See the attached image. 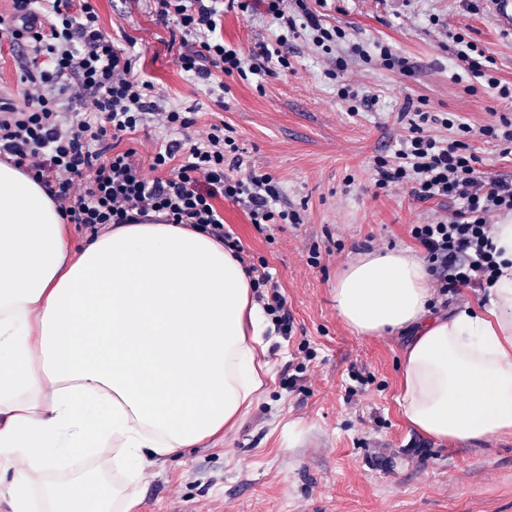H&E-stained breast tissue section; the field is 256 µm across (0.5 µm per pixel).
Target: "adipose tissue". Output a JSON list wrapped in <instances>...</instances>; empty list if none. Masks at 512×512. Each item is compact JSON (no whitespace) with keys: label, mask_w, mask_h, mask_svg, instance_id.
Listing matches in <instances>:
<instances>
[{"label":"adipose tissue","mask_w":512,"mask_h":512,"mask_svg":"<svg viewBox=\"0 0 512 512\" xmlns=\"http://www.w3.org/2000/svg\"><path fill=\"white\" fill-rule=\"evenodd\" d=\"M488 305L445 315L418 252H368L333 290L360 336L412 332L398 403L414 430L512 434V215L493 224ZM55 201L0 162V503L7 512H132L145 468L232 429L270 378L252 277L208 234L121 224L71 259ZM112 446L115 479L70 470Z\"/></svg>","instance_id":"ef3b65f1"}]
</instances>
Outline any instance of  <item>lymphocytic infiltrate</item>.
<instances>
[{"label": "lymphocytic infiltrate", "instance_id": "obj_1", "mask_svg": "<svg viewBox=\"0 0 512 512\" xmlns=\"http://www.w3.org/2000/svg\"><path fill=\"white\" fill-rule=\"evenodd\" d=\"M153 0L159 20L179 36L175 63L180 72L224 96V79L288 70L297 40L322 51L346 37L322 23L313 4L325 0ZM261 3L275 30L271 43L246 52L221 33L225 5L241 12ZM455 55L470 76L502 99H512V82L500 79L489 59L465 32L451 35ZM20 48L18 91L0 90V158L28 170L57 203L67 223L98 236L115 224H182L207 233L235 254L243 248L224 222L219 200L245 208L258 231L298 224L273 176L243 168L239 146L227 125L196 129V120L168 105L150 81L138 79L135 55L115 46L100 28L92 0H10L0 16V47ZM92 101L79 114L69 104ZM171 140L149 158L154 178L143 175L135 148L122 141L149 123ZM434 124L453 131L441 139L426 131ZM393 156L376 157L374 186L404 187L412 199L451 203L449 216L414 224L410 235L423 248L440 299L462 288L490 284L498 272L491 219L512 212V175L484 176L465 138L472 128L459 115L414 110L407 117ZM254 296L276 329L294 333V319L269 270L249 265Z\"/></svg>", "mask_w": 512, "mask_h": 512}]
</instances>
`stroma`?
<instances>
[{"label": "stroma", "instance_id": "1", "mask_svg": "<svg viewBox=\"0 0 512 512\" xmlns=\"http://www.w3.org/2000/svg\"><path fill=\"white\" fill-rule=\"evenodd\" d=\"M93 4L104 33L133 47L138 75L169 104L194 110L198 126H231L245 164L271 173L288 202L305 207L302 223L263 234L239 206L220 201L251 262L276 273L295 333L273 336V377L232 431L147 470L135 512H512V435L452 444L412 429L397 402L409 334L356 335L332 297L359 253L415 248L409 225L448 213L447 202L421 204L406 190L372 186L371 163L401 133L407 103L457 113L476 130L512 114V101L465 75L450 38L465 30L512 82V33L494 23L486 0H327L325 24L350 42L389 45L410 65L404 73L377 58L349 61L345 78L377 99L354 116L325 77L333 55L311 44L297 41L291 71L225 78L219 103L176 66L171 29L152 0ZM273 32L261 12L224 13L225 40L244 50L271 42ZM300 363L304 377L290 384L289 368ZM356 371L366 383L353 380Z\"/></svg>", "mask_w": 512, "mask_h": 512}]
</instances>
